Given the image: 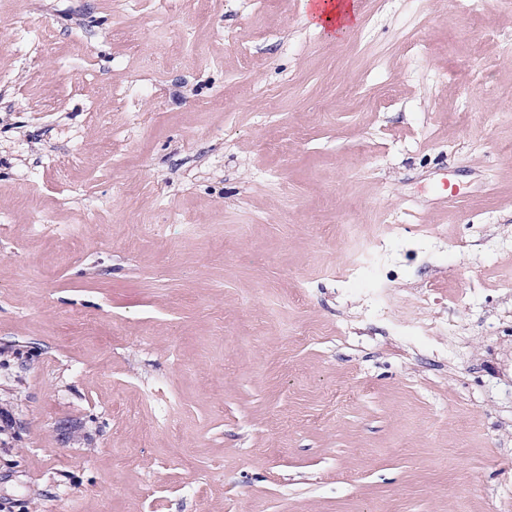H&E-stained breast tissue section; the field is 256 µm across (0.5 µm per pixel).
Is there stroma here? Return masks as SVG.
I'll return each mask as SVG.
<instances>
[{
	"label": "stroma",
	"mask_w": 512,
	"mask_h": 512,
	"mask_svg": "<svg viewBox=\"0 0 512 512\" xmlns=\"http://www.w3.org/2000/svg\"><path fill=\"white\" fill-rule=\"evenodd\" d=\"M357 10L0 0V501L512 512V0ZM324 3L313 5L309 18L314 27L323 31L325 28L329 29V36L334 37L355 24L357 15L353 4L346 5L345 2L337 0L336 3L331 0L329 4L325 0Z\"/></svg>",
	"instance_id": "stroma-1"
}]
</instances>
